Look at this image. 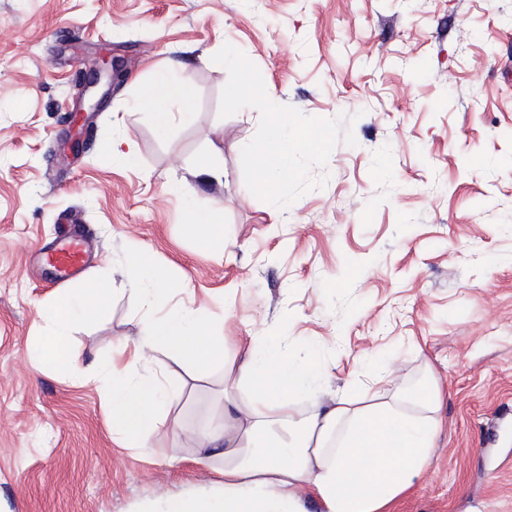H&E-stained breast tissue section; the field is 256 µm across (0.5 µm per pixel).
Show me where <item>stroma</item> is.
I'll list each match as a JSON object with an SVG mask.
<instances>
[{"instance_id":"1","label":"stroma","mask_w":512,"mask_h":512,"mask_svg":"<svg viewBox=\"0 0 512 512\" xmlns=\"http://www.w3.org/2000/svg\"><path fill=\"white\" fill-rule=\"evenodd\" d=\"M243 52L279 101L340 118L324 188L279 209L247 188L240 143L260 113L223 118L224 45ZM124 68L81 130L71 114L85 64ZM194 96L193 124L167 136L133 106L156 62ZM512 0H0V512H152L159 490L211 491L188 433L224 411V368L145 375L185 383L149 451L118 447L95 384L30 359L39 308L58 288L52 249L79 216L88 275L152 252L175 304L205 307L213 333L312 346L335 394L399 368L408 389L442 384L434 461L387 512H512ZM80 136L83 148L65 146ZM136 162L113 161L111 143ZM219 148L224 180L195 176ZM190 182L222 208L224 245L186 229ZM117 294L72 350L104 364L139 334Z\"/></svg>"}]
</instances>
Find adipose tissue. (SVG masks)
I'll use <instances>...</instances> for the list:
<instances>
[{"mask_svg": "<svg viewBox=\"0 0 512 512\" xmlns=\"http://www.w3.org/2000/svg\"><path fill=\"white\" fill-rule=\"evenodd\" d=\"M159 134L195 119L186 81L163 67L140 85L135 101ZM186 225L201 242L223 247L224 227L212 211L191 206L183 183ZM125 274L151 316L135 341L121 345L97 373L76 360L71 329L91 322L112 301V276L84 279L42 308L45 330L31 356L51 373L96 383L112 417V432L127 448L149 447L164 413L178 403L182 382L142 375L156 353L206 367L224 365V414L193 432L198 461L224 478L218 499L160 495L165 512H305L306 497L321 512H383L432 465L441 385L426 372L421 391L408 393L392 369L381 384L357 394L324 397L313 354L299 353L284 336H215L202 308L170 305L149 251L133 247Z\"/></svg>", "mask_w": 512, "mask_h": 512, "instance_id": "obj_1", "label": "adipose tissue"}]
</instances>
